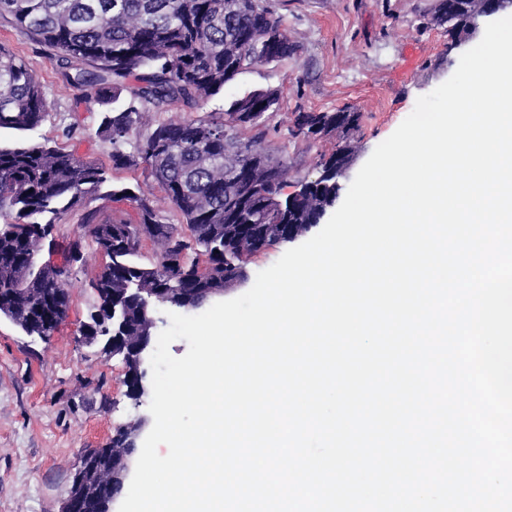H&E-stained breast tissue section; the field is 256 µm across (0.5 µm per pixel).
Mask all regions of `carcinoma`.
<instances>
[{"instance_id": "cac0c4a2", "label": "carcinoma", "mask_w": 512, "mask_h": 512, "mask_svg": "<svg viewBox=\"0 0 512 512\" xmlns=\"http://www.w3.org/2000/svg\"><path fill=\"white\" fill-rule=\"evenodd\" d=\"M482 0H434L430 22L448 24V35L470 32V15ZM40 44L55 49L69 70L65 79L88 87L107 104L100 132L112 141V168L135 160L164 193L185 225L181 233L161 221L140 188H115L112 202L135 205V220H108L84 211V235L67 245L61 260L41 261L45 240L60 215L83 207L108 181V170L74 150L48 143L0 145V318L26 336H51L65 318L69 295L57 287L84 262L91 241L105 263L88 287L96 303L83 324L92 345L103 335L112 312V294L149 282L161 288L175 308L191 293L208 299L214 288H228L242 274L236 251L247 242L243 230L275 244L279 224H317L336 204V170L348 167L350 141L319 155L318 175L304 178L306 193H286L288 160L266 148L269 114L280 95L254 90L202 118L190 110L218 95L237 75L256 65L297 53L288 25L264 0H0V16ZM268 29L280 40L262 44ZM129 101L119 103L122 93ZM185 112L138 130L143 112ZM49 109L47 97L28 62L0 48V129L38 126ZM361 114L352 107L334 112L295 113L291 137L322 139L341 130H359ZM129 145L133 152L126 153ZM236 175L224 190L228 173ZM159 249L158 261H139L143 239ZM85 457L119 471L122 460L105 447ZM112 494L95 475L71 481L63 512H96L97 500Z\"/></svg>"}]
</instances>
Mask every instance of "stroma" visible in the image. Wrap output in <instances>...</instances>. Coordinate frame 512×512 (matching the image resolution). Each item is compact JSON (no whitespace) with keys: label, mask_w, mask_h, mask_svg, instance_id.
I'll list each match as a JSON object with an SVG mask.
<instances>
[{"label":"stroma","mask_w":512,"mask_h":512,"mask_svg":"<svg viewBox=\"0 0 512 512\" xmlns=\"http://www.w3.org/2000/svg\"><path fill=\"white\" fill-rule=\"evenodd\" d=\"M266 2L284 17L297 54L237 76L199 113L218 111L225 101L251 90H279L267 144L272 154L287 158L292 179L315 176L318 155L331 152L336 143L332 136L292 139L288 130L295 112H333L345 106L361 112L348 172L353 178L417 99L454 73L448 65L447 29L424 20L433 0ZM0 46L26 58L50 102L38 127L1 132L0 142L47 140L109 165L112 144L99 132L106 105L94 92L66 85L64 62L5 16L0 17ZM72 125L77 131L70 140L64 131ZM110 183L140 187L167 223L179 224L143 164L112 169ZM84 257L67 285V315L49 339L27 337L0 319V512H61L84 450L105 446L117 429L153 420L149 399L137 404L127 397L123 361L80 342L95 302L87 283L104 262L90 243Z\"/></svg>","instance_id":"obj_1"}]
</instances>
